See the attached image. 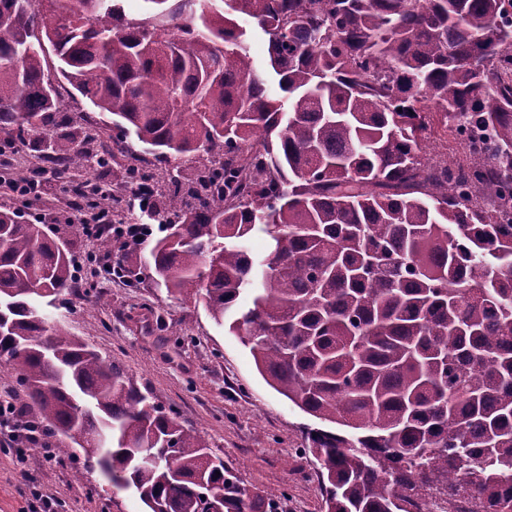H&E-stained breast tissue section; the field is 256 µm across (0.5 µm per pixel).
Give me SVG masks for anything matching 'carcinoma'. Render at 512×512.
<instances>
[{
	"label": "carcinoma",
	"mask_w": 512,
	"mask_h": 512,
	"mask_svg": "<svg viewBox=\"0 0 512 512\" xmlns=\"http://www.w3.org/2000/svg\"><path fill=\"white\" fill-rule=\"evenodd\" d=\"M0 0V133L64 127L57 73L142 152L208 163L149 206L156 285L202 299L268 384L347 434L307 433L326 512H415L433 494L512 512V0ZM92 19L91 26L84 17ZM246 16L268 36L269 94ZM443 152L431 155V150ZM51 155H91L66 134ZM280 236L255 260V228ZM73 261L0 210V369L17 416L75 478L97 467L148 512H275L37 297ZM252 289V306L236 301Z\"/></svg>",
	"instance_id": "obj_1"
}]
</instances>
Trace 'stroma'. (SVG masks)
<instances>
[{
  "label": "stroma",
  "instance_id": "1",
  "mask_svg": "<svg viewBox=\"0 0 512 512\" xmlns=\"http://www.w3.org/2000/svg\"><path fill=\"white\" fill-rule=\"evenodd\" d=\"M56 88L75 144L97 156L113 153L114 158L83 171L67 166L54 170L40 136L20 140L0 133V171L11 170L41 186V199L32 204L0 182V209L14 210L20 220L42 225L50 236L61 238L74 261L70 289L45 308L49 325L64 328L118 364L158 404L174 410L182 424L202 431L212 451L249 488L280 490L277 512H325L323 490L305 449V434L319 427V420L270 387L248 349L203 304L171 299L156 286L149 264L151 243L134 252L113 248V264L128 268L122 278L107 277L91 262V255L104 247L68 221L75 187L107 189L119 199L126 221L152 225L158 238L161 218L130 206L125 172L144 169L161 182L178 163H161L134 150L113 152L117 131L111 115L95 109L67 83ZM91 127L100 133L93 142L85 139ZM16 448V441L0 435V512H30L33 482L44 494L65 502L66 512H145L133 491L112 487L99 470L87 471L78 483L69 461H45L39 447L29 449L25 465H15Z\"/></svg>",
  "mask_w": 512,
  "mask_h": 512
}]
</instances>
